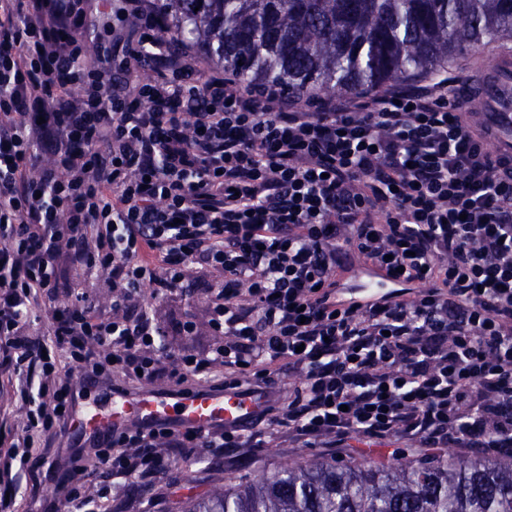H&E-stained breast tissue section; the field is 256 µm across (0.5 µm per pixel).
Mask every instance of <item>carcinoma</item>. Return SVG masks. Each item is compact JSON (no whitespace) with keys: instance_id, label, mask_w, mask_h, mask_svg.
Returning <instances> with one entry per match:
<instances>
[{"instance_id":"cac0c4a2","label":"carcinoma","mask_w":512,"mask_h":512,"mask_svg":"<svg viewBox=\"0 0 512 512\" xmlns=\"http://www.w3.org/2000/svg\"><path fill=\"white\" fill-rule=\"evenodd\" d=\"M160 11L164 31L248 80L325 94L512 42V0H162ZM186 512H512V462L289 463L191 497Z\"/></svg>"}]
</instances>
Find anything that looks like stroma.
<instances>
[{"label": "stroma", "mask_w": 512, "mask_h": 512, "mask_svg": "<svg viewBox=\"0 0 512 512\" xmlns=\"http://www.w3.org/2000/svg\"><path fill=\"white\" fill-rule=\"evenodd\" d=\"M505 50L512 52V42L504 46L495 42L477 46L449 59L444 69L449 75L460 77L466 86L475 81L484 65ZM135 303L150 311L163 331L161 341L166 350L162 363H170L172 358L187 352L204 355L216 345L217 338L208 325L210 296L206 292L189 285L156 298L146 290L136 297ZM187 322L195 324L194 335L180 333V326ZM71 438L68 432L40 435L36 448L30 449L15 479L12 512H85L83 501L70 497L69 486L63 480ZM351 445L353 455H338L326 448H292L282 439L272 437L254 458L243 461L234 470L225 469L223 459L215 457L211 449L183 448L174 453L168 470L158 477L156 495L146 506L131 485L109 482L95 458L89 457L84 462V491L92 496L101 486L110 485L115 503L112 512H183L190 497L224 483L241 482L254 471L285 462L304 464L324 457L354 465L369 461L408 463L416 459L413 443L399 436L370 442L355 439Z\"/></svg>", "instance_id": "1"}]
</instances>
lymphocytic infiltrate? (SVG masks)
I'll return each mask as SVG.
<instances>
[{"label": "lymphocytic infiltrate", "instance_id": "1", "mask_svg": "<svg viewBox=\"0 0 512 512\" xmlns=\"http://www.w3.org/2000/svg\"><path fill=\"white\" fill-rule=\"evenodd\" d=\"M97 0H0V374L35 403L29 428L65 432L79 382L166 379L180 395L263 394L247 430L130 428L94 455L110 479L155 489L159 444L235 462L281 435L347 450L354 438L512 450V164L493 158L443 76L297 107L172 46L151 0L88 60ZM148 69L153 79L140 80ZM47 154L38 178L30 167ZM417 285L343 305V260ZM98 270L112 316L80 292ZM219 280H210V273ZM195 280L224 333L160 366V330L135 294ZM74 303L49 336L78 383L35 357L31 307ZM300 381L287 385L284 372Z\"/></svg>", "mask_w": 512, "mask_h": 512}]
</instances>
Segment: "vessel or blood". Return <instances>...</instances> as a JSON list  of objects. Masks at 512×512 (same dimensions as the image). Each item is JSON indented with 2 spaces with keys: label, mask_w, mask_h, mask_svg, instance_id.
<instances>
[{
  "label": "vessel or blood",
  "mask_w": 512,
  "mask_h": 512,
  "mask_svg": "<svg viewBox=\"0 0 512 512\" xmlns=\"http://www.w3.org/2000/svg\"><path fill=\"white\" fill-rule=\"evenodd\" d=\"M474 102L470 125L495 155H512V57L501 56L490 69L460 95ZM391 277L380 271H364L355 287L347 289V302L377 297L391 288ZM264 406L259 394L199 389L181 396L144 387L134 395H116L109 407L101 408L78 397L73 409V431L85 441H94L135 425L151 430L168 423L201 433L216 429L243 430L250 426Z\"/></svg>",
  "instance_id": "1"
}]
</instances>
